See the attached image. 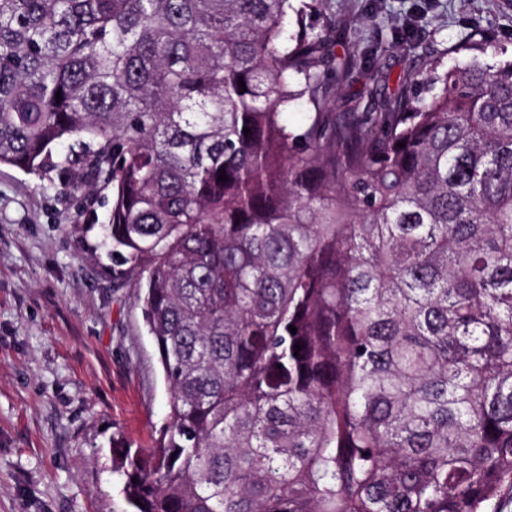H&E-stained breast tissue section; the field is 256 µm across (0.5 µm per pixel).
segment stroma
I'll return each instance as SVG.
<instances>
[{
    "mask_svg": "<svg viewBox=\"0 0 512 512\" xmlns=\"http://www.w3.org/2000/svg\"><path fill=\"white\" fill-rule=\"evenodd\" d=\"M420 16L428 35L377 61L394 79L482 35L486 62L512 54V0H325L337 48L377 34L370 17ZM57 173L0 165V512H126L112 478V438L147 448L168 390L133 281L112 276L101 244L111 195L93 211L49 190Z\"/></svg>",
    "mask_w": 512,
    "mask_h": 512,
    "instance_id": "obj_1",
    "label": "stroma"
}]
</instances>
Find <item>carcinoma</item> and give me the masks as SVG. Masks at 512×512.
I'll list each match as a JSON object with an SVG mask.
<instances>
[{
    "label": "carcinoma",
    "mask_w": 512,
    "mask_h": 512,
    "mask_svg": "<svg viewBox=\"0 0 512 512\" xmlns=\"http://www.w3.org/2000/svg\"><path fill=\"white\" fill-rule=\"evenodd\" d=\"M289 9L0 0V165L111 192L112 273L141 290L168 387L151 447L112 439V475L132 512H501L512 60L431 57L338 112L421 32L338 58L343 21ZM368 94L363 76H356L348 85H344L336 98V111L352 112L357 109L363 111L372 103Z\"/></svg>",
    "instance_id": "cac0c4a2"
}]
</instances>
